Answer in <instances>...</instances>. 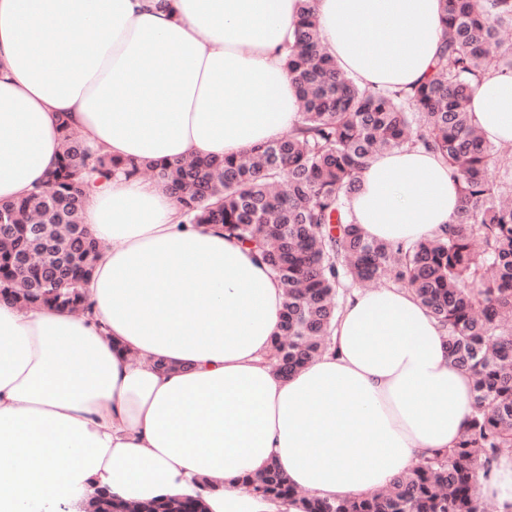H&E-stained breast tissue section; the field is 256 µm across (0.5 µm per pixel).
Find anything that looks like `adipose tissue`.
<instances>
[{
    "label": "adipose tissue",
    "mask_w": 512,
    "mask_h": 512,
    "mask_svg": "<svg viewBox=\"0 0 512 512\" xmlns=\"http://www.w3.org/2000/svg\"><path fill=\"white\" fill-rule=\"evenodd\" d=\"M0 0V200L43 185L60 117L116 160L239 156L301 119L279 55L296 0ZM322 45L364 87L425 81L442 0H313ZM471 123L512 146V72L475 88ZM353 220L365 238L439 234L461 205L419 149L374 155ZM82 222L107 247L91 314L0 302V512L40 493L88 500L202 497L209 512H303L245 478L278 464L330 502L388 487L462 437L474 387L405 288L355 291L332 345L284 378L269 365L283 288L216 224L183 223L143 178L112 175ZM167 371H159L156 361Z\"/></svg>",
    "instance_id": "obj_1"
}]
</instances>
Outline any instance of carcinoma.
I'll use <instances>...</instances> for the list:
<instances>
[{
	"mask_svg": "<svg viewBox=\"0 0 512 512\" xmlns=\"http://www.w3.org/2000/svg\"><path fill=\"white\" fill-rule=\"evenodd\" d=\"M283 66L303 111L280 139L237 157L120 163L60 122L62 152L44 185L0 201V300L88 312L82 291L101 245L81 223L90 174L119 167L149 174L182 206L188 224H220L249 245L284 288L281 334L270 358L288 375L330 342L345 291L385 276L408 289L446 334L456 366L474 379L462 438L379 493L328 502L302 496L304 512H485L481 471L512 448V174L493 163L503 147L470 122L468 105L490 65L512 71V0H443L445 39L433 76L405 88H367L344 77L321 45L313 0H297ZM419 148L448 165L462 204L448 230L388 244L365 239L351 214L358 174L377 152ZM263 497L296 499L276 464L250 480ZM92 512H207L202 498L130 503L97 490Z\"/></svg>",
	"mask_w": 512,
	"mask_h": 512,
	"instance_id": "cac0c4a2",
	"label": "carcinoma"
}]
</instances>
